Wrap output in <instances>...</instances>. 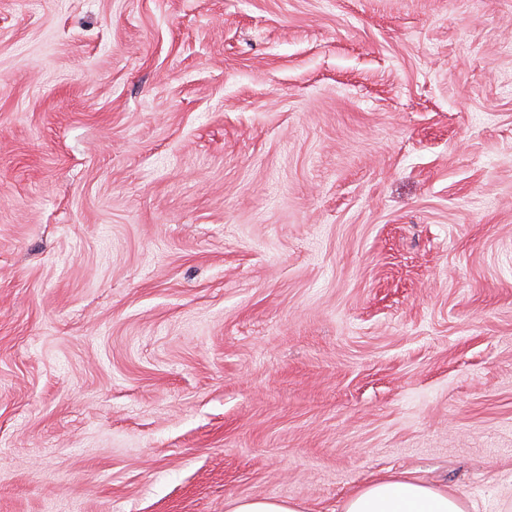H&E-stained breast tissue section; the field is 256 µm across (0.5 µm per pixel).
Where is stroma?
<instances>
[{"label": "stroma", "instance_id": "stroma-1", "mask_svg": "<svg viewBox=\"0 0 512 512\" xmlns=\"http://www.w3.org/2000/svg\"><path fill=\"white\" fill-rule=\"evenodd\" d=\"M512 512V0H0V512ZM448 489L428 485L408 472L381 476L353 492L343 512H469ZM229 512H302L297 503L279 498L240 499Z\"/></svg>", "mask_w": 512, "mask_h": 512}]
</instances>
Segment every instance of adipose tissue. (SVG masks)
<instances>
[{
  "mask_svg": "<svg viewBox=\"0 0 512 512\" xmlns=\"http://www.w3.org/2000/svg\"><path fill=\"white\" fill-rule=\"evenodd\" d=\"M343 512H470V507L454 493L403 472L357 489L345 501Z\"/></svg>",
  "mask_w": 512,
  "mask_h": 512,
  "instance_id": "adipose-tissue-1",
  "label": "adipose tissue"
}]
</instances>
